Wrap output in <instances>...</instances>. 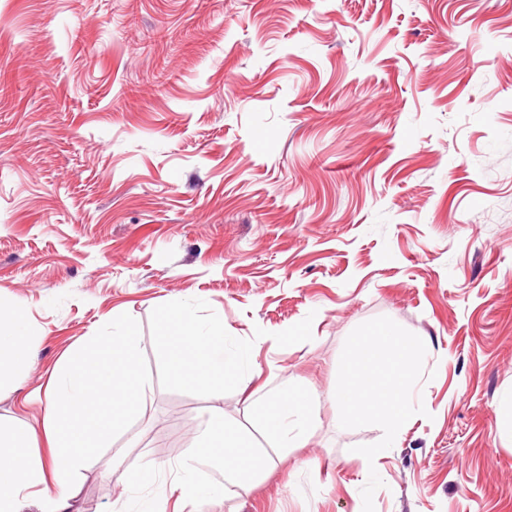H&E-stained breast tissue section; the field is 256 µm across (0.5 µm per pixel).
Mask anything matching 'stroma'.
Here are the masks:
<instances>
[{
    "label": "stroma",
    "mask_w": 512,
    "mask_h": 512,
    "mask_svg": "<svg viewBox=\"0 0 512 512\" xmlns=\"http://www.w3.org/2000/svg\"><path fill=\"white\" fill-rule=\"evenodd\" d=\"M190 300L316 418L250 493L183 512H512V0H0V302L37 338L0 424L38 425L115 316L152 379L72 512L158 491L216 392L270 448L236 382L172 374ZM408 338L424 409L388 448L343 424L341 370L384 393Z\"/></svg>",
    "instance_id": "35a3bbf8"
}]
</instances>
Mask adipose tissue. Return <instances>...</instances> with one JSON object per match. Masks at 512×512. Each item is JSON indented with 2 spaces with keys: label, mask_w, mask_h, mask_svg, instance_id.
Segmentation results:
<instances>
[{
  "label": "adipose tissue",
  "mask_w": 512,
  "mask_h": 512,
  "mask_svg": "<svg viewBox=\"0 0 512 512\" xmlns=\"http://www.w3.org/2000/svg\"><path fill=\"white\" fill-rule=\"evenodd\" d=\"M198 308L183 304L171 312V328L166 353L171 369L199 385H211L232 375L240 388H248L258 369L252 347L226 335L223 323H201ZM35 348L29 325L20 306L0 307V390L24 380L30 371ZM140 338L132 324L113 319L107 335L85 337L82 344L56 367L53 388L47 396L38 426L0 430V512H22L30 489H37L40 512H67L69 486L85 467L93 449L101 447L126 425L124 417L112 416L105 429L90 431L81 421L87 407L98 398H106L116 407L134 408L151 388L149 377L136 374ZM112 354V384L95 388L90 378L80 377L77 367L93 368L98 354ZM431 355L429 346L409 343L400 363L402 375L386 388L387 398L399 404L390 411L357 381L352 360L343 362L341 400L353 421H374L387 438L400 430L403 413L415 408V381ZM313 396L309 389H294L285 394L267 395L261 402L257 419L277 448L305 447L312 435ZM52 449L51 467L54 485H46L43 465L31 450L39 441ZM194 453L179 466L170 486L178 497L210 500L227 495L230 489L247 491L246 479L273 465L271 458L254 451L243 432L224 418L222 396H213L208 417L191 439ZM221 467L223 483L210 482L196 466L197 454Z\"/></svg>",
  "instance_id": "ef3b65f1"
}]
</instances>
